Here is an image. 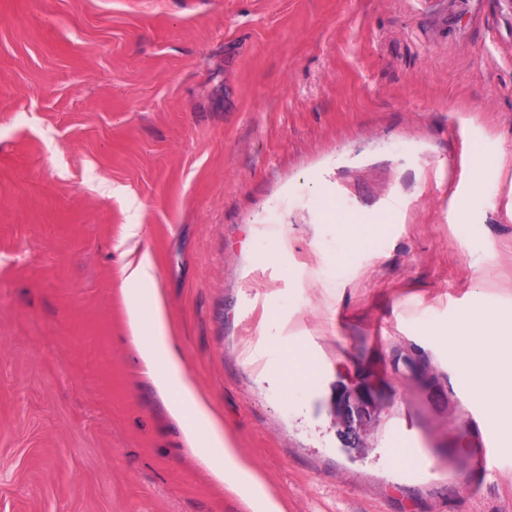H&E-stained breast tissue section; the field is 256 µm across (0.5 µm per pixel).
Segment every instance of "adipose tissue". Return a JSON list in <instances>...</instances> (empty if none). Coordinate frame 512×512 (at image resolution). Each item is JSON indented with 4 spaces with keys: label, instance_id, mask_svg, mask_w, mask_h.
I'll list each match as a JSON object with an SVG mask.
<instances>
[{
    "label": "adipose tissue",
    "instance_id": "adipose-tissue-1",
    "mask_svg": "<svg viewBox=\"0 0 512 512\" xmlns=\"http://www.w3.org/2000/svg\"><path fill=\"white\" fill-rule=\"evenodd\" d=\"M125 291L131 338L170 413L182 423L187 444L217 480L248 503L251 512H285L284 505L239 458L219 429L215 413L192 388L169 334L148 258L128 266ZM146 297L151 300L147 312L140 305ZM445 337L459 353L470 396L511 430L512 312L486 310L465 317L446 329Z\"/></svg>",
    "mask_w": 512,
    "mask_h": 512
}]
</instances>
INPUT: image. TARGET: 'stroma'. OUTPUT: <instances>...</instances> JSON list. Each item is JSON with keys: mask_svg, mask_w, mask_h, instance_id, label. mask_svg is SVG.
Listing matches in <instances>:
<instances>
[{"mask_svg": "<svg viewBox=\"0 0 512 512\" xmlns=\"http://www.w3.org/2000/svg\"><path fill=\"white\" fill-rule=\"evenodd\" d=\"M144 254L287 512H512L443 335L512 310V0H0V512H250L130 337ZM374 393L370 386L360 384L341 388L333 400L336 424L353 448L364 447L362 436L378 416L379 404Z\"/></svg>", "mask_w": 512, "mask_h": 512, "instance_id": "obj_1", "label": "stroma"}]
</instances>
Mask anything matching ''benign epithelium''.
<instances>
[{
  "instance_id": "obj_1",
  "label": "benign epithelium",
  "mask_w": 512,
  "mask_h": 512,
  "mask_svg": "<svg viewBox=\"0 0 512 512\" xmlns=\"http://www.w3.org/2000/svg\"><path fill=\"white\" fill-rule=\"evenodd\" d=\"M332 409L340 433L353 447H364L362 436L376 421L379 411L375 390L366 384L343 387L336 393Z\"/></svg>"
}]
</instances>
